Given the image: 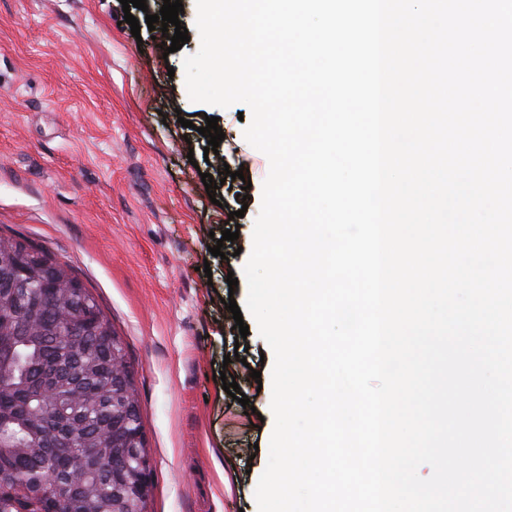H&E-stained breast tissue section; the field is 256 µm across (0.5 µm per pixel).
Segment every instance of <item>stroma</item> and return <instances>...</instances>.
I'll return each mask as SVG.
<instances>
[{"label":"stroma","instance_id":"stroma-1","mask_svg":"<svg viewBox=\"0 0 512 512\" xmlns=\"http://www.w3.org/2000/svg\"><path fill=\"white\" fill-rule=\"evenodd\" d=\"M182 4L190 40L170 54V37L145 26L132 36L120 0H0V236L68 264L123 339L152 469L148 512H258L274 355L248 317L247 352L234 359L224 300L247 298L269 161L244 139L246 104L190 100L183 60L200 36L196 0ZM211 116L225 138L208 156L199 129ZM226 168L242 178L208 196L202 174ZM227 229L238 239L217 243Z\"/></svg>","mask_w":512,"mask_h":512}]
</instances>
